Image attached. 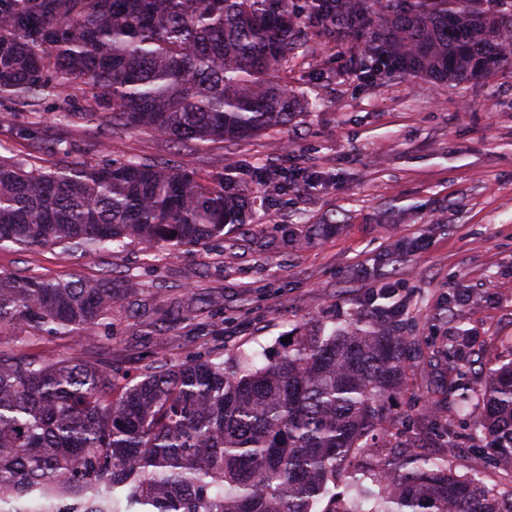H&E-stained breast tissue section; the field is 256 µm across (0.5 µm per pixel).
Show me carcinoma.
Instances as JSON below:
<instances>
[{
    "label": "carcinoma",
    "mask_w": 512,
    "mask_h": 512,
    "mask_svg": "<svg viewBox=\"0 0 512 512\" xmlns=\"http://www.w3.org/2000/svg\"><path fill=\"white\" fill-rule=\"evenodd\" d=\"M0 0V98L56 116L91 94L100 124L174 144L234 142L308 108L274 74L316 18L363 37L364 58L448 83L512 67V11L482 0ZM224 180L149 158L28 168L0 160V249L86 255L203 244L245 214ZM112 278L57 281L0 271V326L31 336L106 329ZM382 306L294 338L263 365L220 354L145 363L132 383L112 360L0 347V512H512V359L459 403L493 457L473 471L382 442L409 337ZM500 480L485 483L486 459Z\"/></svg>",
    "instance_id": "1"
}]
</instances>
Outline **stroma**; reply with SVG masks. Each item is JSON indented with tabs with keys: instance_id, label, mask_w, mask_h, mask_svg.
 Returning <instances> with one entry per match:
<instances>
[{
	"instance_id": "35a3bbf8",
	"label": "stroma",
	"mask_w": 512,
	"mask_h": 512,
	"mask_svg": "<svg viewBox=\"0 0 512 512\" xmlns=\"http://www.w3.org/2000/svg\"><path fill=\"white\" fill-rule=\"evenodd\" d=\"M356 36L313 28L285 81L309 100L287 126L203 147L146 131L101 132L96 117L64 125L0 99V157L40 167L150 157L247 199L245 224L203 246L137 243L101 255L0 249V271L52 280L111 276L121 292L112 334L41 336L37 351L121 371L149 360L239 352L267 355L299 330L332 328L389 291L403 308L409 386L391 401L388 441L421 456L473 464L470 421L458 415L450 370L470 387L512 360V69L457 85L353 61ZM69 144V153L58 150ZM192 307L207 331L170 330ZM468 358L448 351L460 330Z\"/></svg>"
}]
</instances>
